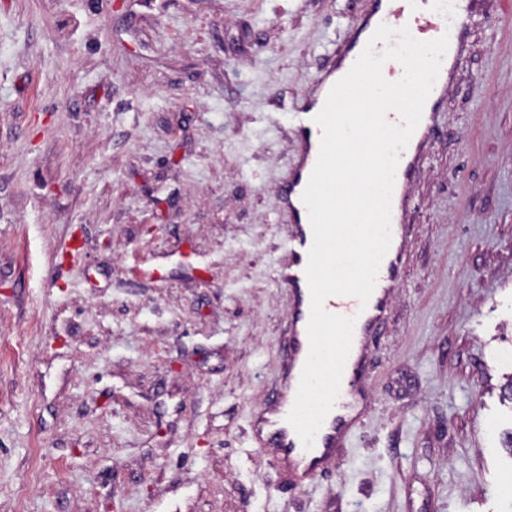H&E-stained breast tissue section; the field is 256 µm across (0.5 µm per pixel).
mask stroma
Segmentation results:
<instances>
[{
  "mask_svg": "<svg viewBox=\"0 0 512 512\" xmlns=\"http://www.w3.org/2000/svg\"><path fill=\"white\" fill-rule=\"evenodd\" d=\"M368 0H0V512H512V18L473 13L350 446L249 444L289 112Z\"/></svg>",
  "mask_w": 512,
  "mask_h": 512,
  "instance_id": "obj_1",
  "label": "stroma"
}]
</instances>
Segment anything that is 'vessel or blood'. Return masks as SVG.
I'll return each instance as SVG.
<instances>
[{
	"instance_id": "vessel-or-blood-1",
	"label": "vessel or blood",
	"mask_w": 512,
	"mask_h": 512,
	"mask_svg": "<svg viewBox=\"0 0 512 512\" xmlns=\"http://www.w3.org/2000/svg\"><path fill=\"white\" fill-rule=\"evenodd\" d=\"M477 2L453 0L452 12L447 15L433 9L407 13L405 0H371L370 10L359 31L333 53L329 63L314 80L304 103L290 115L296 162L281 188L284 216L292 228L286 243L287 257L281 269V277L294 295V305L288 319L279 391L275 399L255 416L250 435L251 445L276 463L283 471L288 485L305 487L312 484L319 471L336 458L362 423L368 392L364 369L371 344L386 324L394 291L399 283L407 243L405 216L412 182L438 128L448 81L454 72L462 38ZM404 19L408 20V29L416 39L429 41L445 35L449 38V46L425 103L421 121L400 154L391 201L392 240L381 261L373 292L365 303L357 297L346 295H332L324 301L328 313L353 319V339L339 395L313 447L307 449L288 423L287 416L293 406L309 350L307 324L310 316V291L305 268L313 232L302 194L317 162L320 148L321 129L314 118L323 108L331 88L348 73L366 45H373L378 53L385 50V43L374 44L370 41L378 26L383 23L393 26Z\"/></svg>"
}]
</instances>
